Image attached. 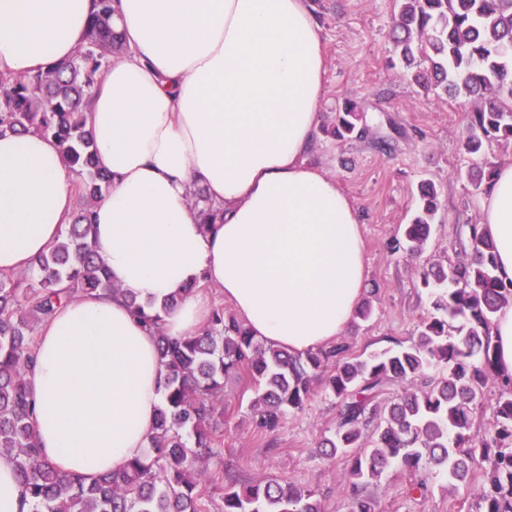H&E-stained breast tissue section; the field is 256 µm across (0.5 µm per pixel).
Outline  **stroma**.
<instances>
[{
	"label": "stroma",
	"mask_w": 512,
	"mask_h": 512,
	"mask_svg": "<svg viewBox=\"0 0 512 512\" xmlns=\"http://www.w3.org/2000/svg\"><path fill=\"white\" fill-rule=\"evenodd\" d=\"M322 32L328 68L322 100L321 131L310 151L311 165L335 176L358 209L366 246L367 287L376 291L369 319L352 318L340 336L352 354L407 346L422 319L433 311L428 289L419 280L422 268L466 260L468 228L480 223L483 193L468 181L470 169L512 163V143L486 144L481 157L463 149L468 105L464 98L423 91L395 66L388 30L398 0H310ZM353 100L364 108L365 133L339 140L330 130L336 108ZM389 141L391 153L379 151ZM435 184L438 213L422 252L397 248L413 216L422 182ZM325 382H313L315 394L302 410L288 415L273 432L259 428L249 410L254 396L250 376L240 372L224 382V399L216 405L221 422L219 453L199 461L213 482L205 493L210 512H222L224 485L275 479L314 490L325 512H350L354 496L345 483L347 460L327 459L318 442L336 424L335 400ZM408 477L386 473L367 492L379 512H475L469 487L449 490L443 473L429 480L426 498L406 493Z\"/></svg>",
	"instance_id": "stroma-1"
}]
</instances>
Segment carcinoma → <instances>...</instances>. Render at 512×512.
I'll return each instance as SVG.
<instances>
[{"instance_id":"carcinoma-1","label":"carcinoma","mask_w":512,"mask_h":512,"mask_svg":"<svg viewBox=\"0 0 512 512\" xmlns=\"http://www.w3.org/2000/svg\"><path fill=\"white\" fill-rule=\"evenodd\" d=\"M391 38L405 74L428 91L442 88L474 102L466 153L484 143L512 141V0H400ZM113 0H96L86 42L70 61L36 73L0 79V128L30 130L56 140L77 179L80 207L61 239L38 257V277L23 283L0 273V458L15 463L33 512H207L210 482L195 459L216 447L214 399L224 378L243 369L256 385L250 409L260 427L273 430L312 395L311 383L329 361L326 390L338 400L334 432L322 453L349 460L345 478L357 489L398 467L409 475L406 494L426 497L430 470L448 473V488L478 476L473 491L482 512H512V380L493 407L488 432L473 430V413L488 374L496 371L491 327L512 305V283L496 275L495 244L470 227V257L443 268H424L425 288L444 318L427 317L408 346L350 357L347 347L290 352L263 344L235 318L215 312L198 336L173 338L163 331L159 307L128 297L132 313L155 334L163 368V400L148 437L155 455L131 461L91 481L57 470L42 456L33 426L34 405L26 374L35 358L34 325L62 304L90 293L120 292L98 261L89 224L94 205L112 185L96 163L87 129V107L112 56L124 46L112 28ZM363 109L346 102L332 134L359 138ZM434 184L420 187L419 204L403 233L402 247L418 253L437 215ZM401 394L376 403L388 385ZM224 512H324L315 492L275 480L224 485Z\"/></svg>"}]
</instances>
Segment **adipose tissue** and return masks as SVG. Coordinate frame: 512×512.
I'll list each match as a JSON object with an SVG mask.
<instances>
[{"mask_svg":"<svg viewBox=\"0 0 512 512\" xmlns=\"http://www.w3.org/2000/svg\"><path fill=\"white\" fill-rule=\"evenodd\" d=\"M92 0H0V73L47 70L84 44ZM124 51L88 114L98 167L112 177L90 240L119 294L58 308L28 371L34 429L60 471L90 479L144 457L161 404L156 338L125 296L162 302L174 338L210 314L193 282L219 288L258 338L294 352L339 336L365 293L358 211L306 155L321 122L326 60L308 0H115ZM200 186L218 216L201 226ZM75 179L51 138L0 134V273L58 240ZM497 274L512 281V163L482 206ZM512 378V306L491 328Z\"/></svg>","mask_w":512,"mask_h":512,"instance_id":"adipose-tissue-1","label":"adipose tissue"}]
</instances>
